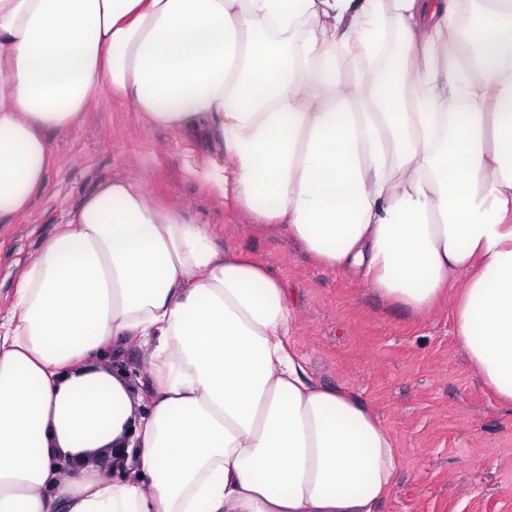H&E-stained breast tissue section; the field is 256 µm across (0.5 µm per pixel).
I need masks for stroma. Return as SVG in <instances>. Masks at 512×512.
<instances>
[{
	"mask_svg": "<svg viewBox=\"0 0 512 512\" xmlns=\"http://www.w3.org/2000/svg\"><path fill=\"white\" fill-rule=\"evenodd\" d=\"M56 158L44 191L0 224V319L20 272L100 184L123 179L151 200L210 225L218 244L271 263L296 324L292 342L321 383L365 400L395 435L396 484L380 512H512V409L484 388L454 336L449 306L418 319L356 277L316 265L280 236L191 176L212 156L204 140L149 125L127 103L102 97L70 134L51 136Z\"/></svg>",
	"mask_w": 512,
	"mask_h": 512,
	"instance_id": "35a3bbf8",
	"label": "stroma"
}]
</instances>
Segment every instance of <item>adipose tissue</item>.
Returning a JSON list of instances; mask_svg holds the SVG:
<instances>
[{"mask_svg": "<svg viewBox=\"0 0 512 512\" xmlns=\"http://www.w3.org/2000/svg\"><path fill=\"white\" fill-rule=\"evenodd\" d=\"M104 94L207 137L227 207L380 298L425 318L460 277L455 333L512 408V0H0L1 224L44 190L49 135ZM16 297L0 512H378L390 495L396 437L311 375L280 277L178 207L102 184ZM134 341L146 390L105 364Z\"/></svg>", "mask_w": 512, "mask_h": 512, "instance_id": "1", "label": "adipose tissue"}]
</instances>
